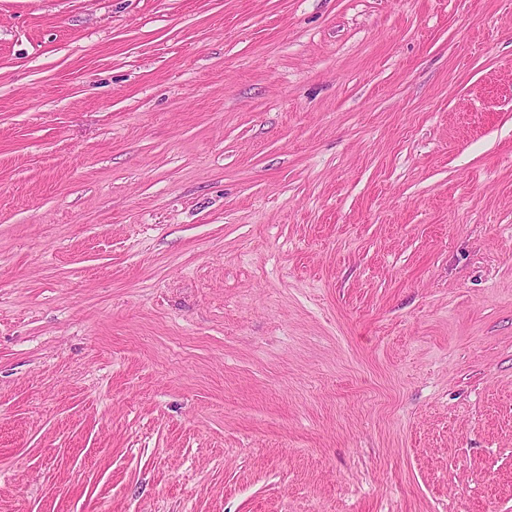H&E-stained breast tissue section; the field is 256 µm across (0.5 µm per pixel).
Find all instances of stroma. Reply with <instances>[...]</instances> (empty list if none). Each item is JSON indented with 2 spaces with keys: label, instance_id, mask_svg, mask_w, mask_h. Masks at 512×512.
<instances>
[{
  "label": "stroma",
  "instance_id": "35a3bbf8",
  "mask_svg": "<svg viewBox=\"0 0 512 512\" xmlns=\"http://www.w3.org/2000/svg\"><path fill=\"white\" fill-rule=\"evenodd\" d=\"M0 512H512V0H0Z\"/></svg>",
  "mask_w": 512,
  "mask_h": 512
}]
</instances>
